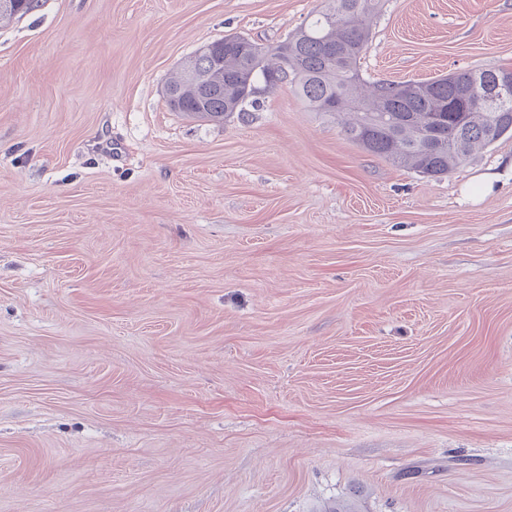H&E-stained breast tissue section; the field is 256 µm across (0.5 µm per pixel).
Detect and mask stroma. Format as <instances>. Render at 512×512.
Listing matches in <instances>:
<instances>
[{"instance_id":"stroma-1","label":"stroma","mask_w":512,"mask_h":512,"mask_svg":"<svg viewBox=\"0 0 512 512\" xmlns=\"http://www.w3.org/2000/svg\"><path fill=\"white\" fill-rule=\"evenodd\" d=\"M367 82L512 70V0H382ZM319 0L0 23V512H512V136L440 178L291 87L171 111Z\"/></svg>"}]
</instances>
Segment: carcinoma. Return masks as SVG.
I'll list each match as a JSON object with an SVG mask.
<instances>
[{"label": "carcinoma", "mask_w": 512, "mask_h": 512, "mask_svg": "<svg viewBox=\"0 0 512 512\" xmlns=\"http://www.w3.org/2000/svg\"><path fill=\"white\" fill-rule=\"evenodd\" d=\"M38 0H0V20L26 14ZM379 0H323L311 21L284 39L262 46L244 36L230 39L218 56L186 58L172 83L185 80L191 70L208 76L214 93L202 101L186 86L168 101L174 112L220 122L283 84L294 87L311 112L333 115L345 112V136L367 151L430 177L445 175L465 161L489 138L512 133V93L499 112H470L463 124L443 122L435 128L436 115L448 116L464 88L474 80L488 81L492 69L466 70L452 77L424 82L365 83L361 59L371 38L370 21ZM336 19L333 44L326 36ZM288 46V69L282 68L280 49Z\"/></svg>", "instance_id": "obj_1"}]
</instances>
